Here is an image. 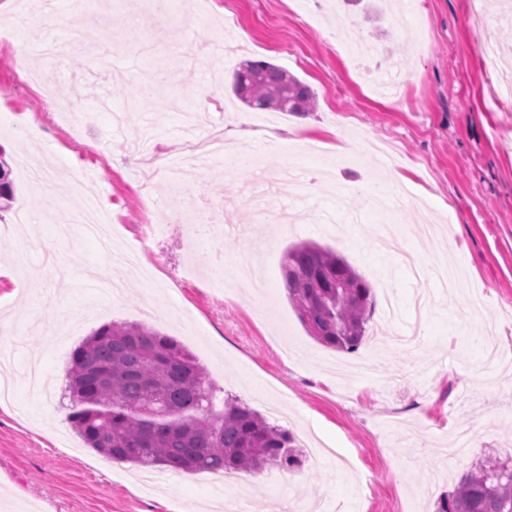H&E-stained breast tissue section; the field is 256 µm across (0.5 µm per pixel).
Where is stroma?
Returning a JSON list of instances; mask_svg holds the SVG:
<instances>
[{
	"mask_svg": "<svg viewBox=\"0 0 512 512\" xmlns=\"http://www.w3.org/2000/svg\"><path fill=\"white\" fill-rule=\"evenodd\" d=\"M170 2L209 27L157 26L147 0L109 14L121 33L109 41L103 8L65 33L36 25L44 0L0 11V156L15 187L0 213V319H12L0 333L17 346L13 398L0 399V512H183L240 484L249 512H435L473 464L512 453V405L501 402L512 364L473 400L458 398L478 382L485 350L512 361V102L501 99L506 75L483 62L486 40L512 50V15L494 0ZM247 59L302 80L315 110L243 105L231 77ZM214 128L256 164L185 169L188 224L202 231L199 250L221 249L229 267L251 262L263 297L192 270L185 226L137 248L155 272L143 281L75 225L94 192L135 246L147 200L168 195L164 174L141 183L135 143L148 136L175 156ZM34 165L64 185L54 208L42 205ZM399 188L405 199L382 209L378 195ZM301 242L333 249L369 282L375 306L357 350L320 344L291 305L281 258ZM446 264L459 290L438 283ZM110 322L174 337L216 387L328 453L253 479L144 469L87 448L67 419L68 363ZM33 361L49 378L38 398L24 377ZM470 426L483 429L481 449L446 462Z\"/></svg>",
	"mask_w": 512,
	"mask_h": 512,
	"instance_id": "stroma-1",
	"label": "stroma"
}]
</instances>
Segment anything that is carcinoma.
<instances>
[{
	"mask_svg": "<svg viewBox=\"0 0 512 512\" xmlns=\"http://www.w3.org/2000/svg\"><path fill=\"white\" fill-rule=\"evenodd\" d=\"M234 90L249 107L308 112L315 94L288 71L248 61ZM0 157V211L14 198ZM288 299L309 335L339 351L361 344L374 300L369 283L333 250L313 243L282 259ZM68 420L87 447L116 462L184 472L295 470L303 452L269 423L206 379L195 356L170 336L135 323L105 324L72 353ZM436 512H512V460L487 459L442 495Z\"/></svg>",
	"mask_w": 512,
	"mask_h": 512,
	"instance_id": "carcinoma-1",
	"label": "carcinoma"
}]
</instances>
